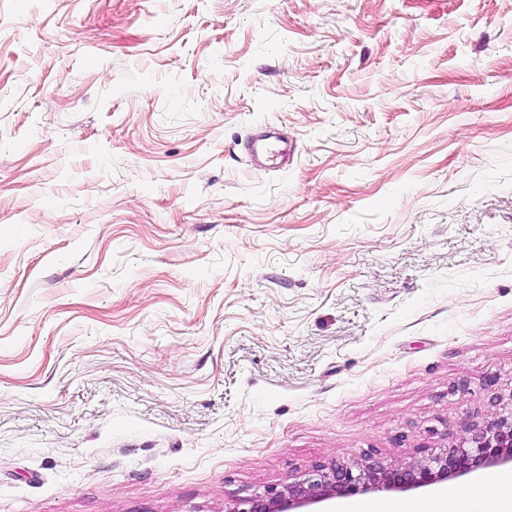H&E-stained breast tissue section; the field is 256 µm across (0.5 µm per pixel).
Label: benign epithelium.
<instances>
[{
  "label": "benign epithelium",
  "mask_w": 512,
  "mask_h": 512,
  "mask_svg": "<svg viewBox=\"0 0 512 512\" xmlns=\"http://www.w3.org/2000/svg\"><path fill=\"white\" fill-rule=\"evenodd\" d=\"M512 470V408L493 419L465 426L460 445L442 448L403 466H388L369 456L361 463L319 465L281 490L224 506V512H310L336 496L409 492L439 480L468 474L473 464Z\"/></svg>",
  "instance_id": "7a95c632"
}]
</instances>
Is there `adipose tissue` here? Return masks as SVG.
<instances>
[{
  "instance_id": "1",
  "label": "adipose tissue",
  "mask_w": 512,
  "mask_h": 512,
  "mask_svg": "<svg viewBox=\"0 0 512 512\" xmlns=\"http://www.w3.org/2000/svg\"><path fill=\"white\" fill-rule=\"evenodd\" d=\"M500 480L496 473L484 475L472 489H451L426 504L345 500L339 503L337 512H512L511 494L491 492Z\"/></svg>"
}]
</instances>
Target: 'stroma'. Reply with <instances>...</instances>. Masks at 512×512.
Segmentation results:
<instances>
[{"label": "stroma", "instance_id": "stroma-1", "mask_svg": "<svg viewBox=\"0 0 512 512\" xmlns=\"http://www.w3.org/2000/svg\"><path fill=\"white\" fill-rule=\"evenodd\" d=\"M511 403L512 0H0V512H224ZM251 150L260 149L264 154H266L268 161L271 163V168L281 169L288 167L291 161L294 159L295 148L290 146L282 147L279 144L264 142L258 144L257 142H252L250 146Z\"/></svg>", "mask_w": 512, "mask_h": 512}]
</instances>
